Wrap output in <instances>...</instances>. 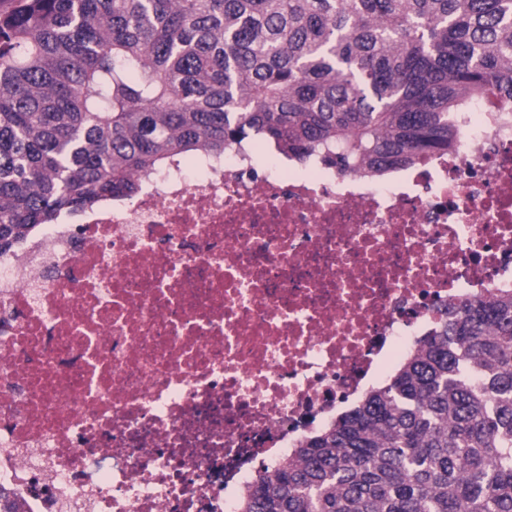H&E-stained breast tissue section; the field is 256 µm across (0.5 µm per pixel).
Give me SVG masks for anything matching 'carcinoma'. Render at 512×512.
<instances>
[{"label":"carcinoma","instance_id":"cac0c4a2","mask_svg":"<svg viewBox=\"0 0 512 512\" xmlns=\"http://www.w3.org/2000/svg\"><path fill=\"white\" fill-rule=\"evenodd\" d=\"M0 9V253L249 137L385 173L512 103V0H12ZM239 512H512V288L441 314Z\"/></svg>","mask_w":512,"mask_h":512}]
</instances>
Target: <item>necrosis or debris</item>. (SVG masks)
I'll list each match as a JSON object with an SVG mask.
<instances>
[{
    "mask_svg": "<svg viewBox=\"0 0 512 512\" xmlns=\"http://www.w3.org/2000/svg\"><path fill=\"white\" fill-rule=\"evenodd\" d=\"M379 181L260 140L0 254V492L17 512H237L259 467L462 297L512 288V105Z\"/></svg>",
    "mask_w": 512,
    "mask_h": 512,
    "instance_id": "1",
    "label": "necrosis or debris"
}]
</instances>
